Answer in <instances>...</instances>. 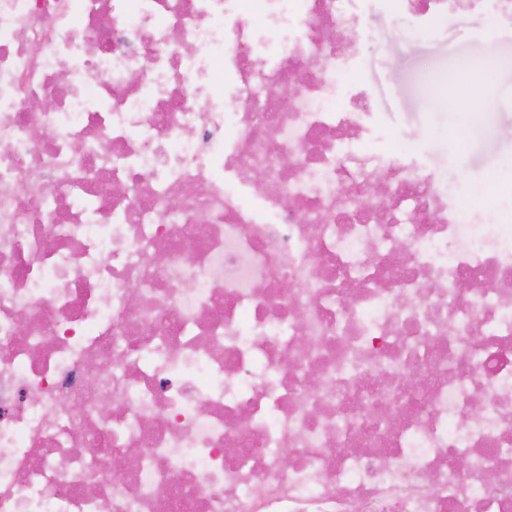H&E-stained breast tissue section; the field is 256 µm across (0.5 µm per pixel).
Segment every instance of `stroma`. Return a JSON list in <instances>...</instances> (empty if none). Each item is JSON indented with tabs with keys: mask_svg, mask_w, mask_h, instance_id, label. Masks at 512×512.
<instances>
[{
	"mask_svg": "<svg viewBox=\"0 0 512 512\" xmlns=\"http://www.w3.org/2000/svg\"><path fill=\"white\" fill-rule=\"evenodd\" d=\"M362 22L376 45L339 82L342 98L370 95L380 153L417 150L430 168L480 193H512V24L489 0L451 12L417 33L397 0H369ZM474 65L487 102L457 108L443 87L461 63Z\"/></svg>",
	"mask_w": 512,
	"mask_h": 512,
	"instance_id": "35a3bbf8",
	"label": "stroma"
}]
</instances>
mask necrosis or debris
<instances>
[{
	"label": "necrosis or debris",
	"instance_id": "1",
	"mask_svg": "<svg viewBox=\"0 0 512 512\" xmlns=\"http://www.w3.org/2000/svg\"><path fill=\"white\" fill-rule=\"evenodd\" d=\"M364 2L0 0V512H512V225L364 149Z\"/></svg>",
	"mask_w": 512,
	"mask_h": 512
}]
</instances>
